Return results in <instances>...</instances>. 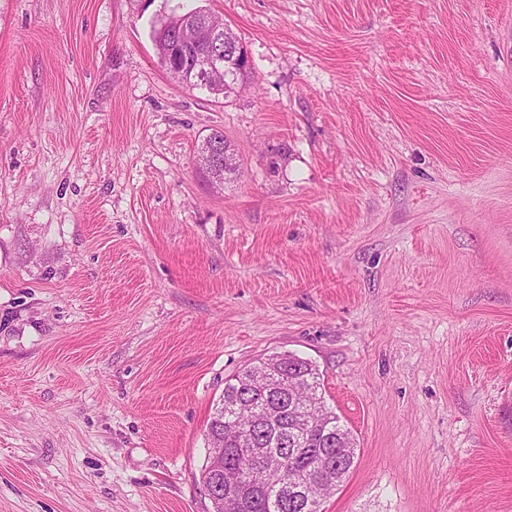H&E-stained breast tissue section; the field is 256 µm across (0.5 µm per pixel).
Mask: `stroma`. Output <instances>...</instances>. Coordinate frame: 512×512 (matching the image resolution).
<instances>
[{"label":"stroma","mask_w":512,"mask_h":512,"mask_svg":"<svg viewBox=\"0 0 512 512\" xmlns=\"http://www.w3.org/2000/svg\"><path fill=\"white\" fill-rule=\"evenodd\" d=\"M196 8L235 96L158 60ZM275 353L357 439L323 512H512V0H0V512H213ZM212 135L214 137L219 138L220 140H222V142L227 145L228 150H229V152H231V155H232L231 156L232 163L227 166V172L224 169L225 163L229 162L228 161L227 153L224 152V155H223L222 152H220V153L218 152L217 155L213 158V164H212L211 169H210L209 177L211 179V182L215 186L221 187V186L224 185V180L225 181H230L231 179L234 178V176L237 175V173H238V164H237V161H236V156L232 152V149L230 148V145L224 139V134L219 132V131H216V132L212 133ZM225 172H226V177L224 179V173Z\"/></svg>","instance_id":"stroma-1"}]
</instances>
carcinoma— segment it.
Masks as SVG:
<instances>
[{
  "instance_id": "carcinoma-1",
  "label": "carcinoma",
  "mask_w": 512,
  "mask_h": 512,
  "mask_svg": "<svg viewBox=\"0 0 512 512\" xmlns=\"http://www.w3.org/2000/svg\"><path fill=\"white\" fill-rule=\"evenodd\" d=\"M197 55L195 48L179 50L181 68L187 72L193 69ZM179 69L172 72L178 80L182 79ZM264 364L262 360L250 365L225 382L222 399L208 424L207 438L213 448L234 449L224 456L222 482L250 485L258 479L264 483V491L254 497L250 512H301L292 498L283 496L284 489L295 477L312 484L314 494L323 492L317 486L321 481L332 480L333 491L342 486L355 464L356 440L327 404L317 367L295 355L282 369L291 381L288 408L270 403L262 424H257L247 400L260 396L251 388V377ZM294 409L307 410L309 422L297 435L298 444L285 446L286 421ZM251 447L269 448L281 454V461L260 468L248 455Z\"/></svg>"
}]
</instances>
